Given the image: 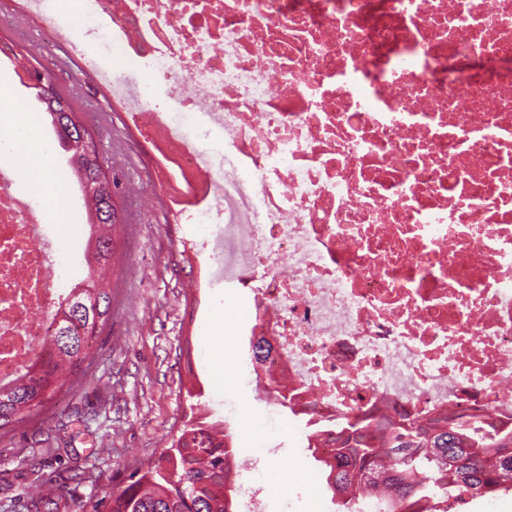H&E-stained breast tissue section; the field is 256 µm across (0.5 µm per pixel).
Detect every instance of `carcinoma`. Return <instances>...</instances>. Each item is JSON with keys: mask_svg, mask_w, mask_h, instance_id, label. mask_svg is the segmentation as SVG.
I'll return each mask as SVG.
<instances>
[{"mask_svg": "<svg viewBox=\"0 0 512 512\" xmlns=\"http://www.w3.org/2000/svg\"><path fill=\"white\" fill-rule=\"evenodd\" d=\"M82 192L86 223L93 227L85 248L89 272L112 266L117 184L104 169L94 141L78 147L58 138ZM112 290L91 283L74 288L53 319L42 360L23 367L9 385H0V432L37 413L61 391L89 355L97 329L111 318ZM336 456L315 457L332 495L348 512H448V496L466 492L493 497L512 489V439L492 442L473 435L470 418H436L395 423L367 417L336 435ZM232 437L187 423L155 459L138 467L128 484L92 504L91 512H235L236 486L226 461ZM30 500V512H70L74 502L53 476Z\"/></svg>", "mask_w": 512, "mask_h": 512, "instance_id": "carcinoma-1", "label": "carcinoma"}]
</instances>
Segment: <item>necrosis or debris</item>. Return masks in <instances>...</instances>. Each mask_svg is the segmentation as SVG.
<instances>
[{
  "mask_svg": "<svg viewBox=\"0 0 512 512\" xmlns=\"http://www.w3.org/2000/svg\"><path fill=\"white\" fill-rule=\"evenodd\" d=\"M85 2L107 27L52 38L153 145L179 222L210 225L212 287L272 346L246 391L323 457L369 413L512 432V0ZM103 36L170 107L91 54ZM56 252L0 164V384L45 352ZM277 453L232 459L238 512H266Z\"/></svg>",
  "mask_w": 512,
  "mask_h": 512,
  "instance_id": "obj_1",
  "label": "necrosis or debris"
}]
</instances>
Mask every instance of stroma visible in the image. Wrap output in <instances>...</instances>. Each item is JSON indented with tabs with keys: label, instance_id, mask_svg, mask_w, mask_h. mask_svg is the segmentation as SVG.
I'll use <instances>...</instances> for the list:
<instances>
[{
	"label": "stroma",
	"instance_id": "35a3bbf8",
	"mask_svg": "<svg viewBox=\"0 0 512 512\" xmlns=\"http://www.w3.org/2000/svg\"><path fill=\"white\" fill-rule=\"evenodd\" d=\"M37 58L59 88L72 95L74 110L95 142L109 173L119 178L112 266V317L91 345V353L63 391L38 414L0 437V512H26L27 496L37 487L30 463L45 462L62 476L89 473L75 495L88 502L121 490L131 471L153 459L185 422L223 428L224 414L212 408L219 389L236 390L235 325L248 308L238 295L224 297L216 309L205 261L185 245V225L154 205L159 192L149 174L157 170L148 143L135 141L106 88L94 89L63 66L44 25L28 23L16 11H0V78L11 84L20 105L37 114L35 138L53 145L44 178V208L60 193L70 207L69 226L54 224L64 253L87 240L86 216L64 151L32 89L18 85L14 60ZM223 381H216L215 370ZM242 425L234 431L237 451L277 437L286 452L277 479L266 486V512H284L285 489L297 481L302 499L296 512H338L311 450L296 447L302 429L285 418L269 419L263 405L238 395ZM54 455L43 458V449Z\"/></svg>",
	"mask_w": 512,
	"mask_h": 512
}]
</instances>
